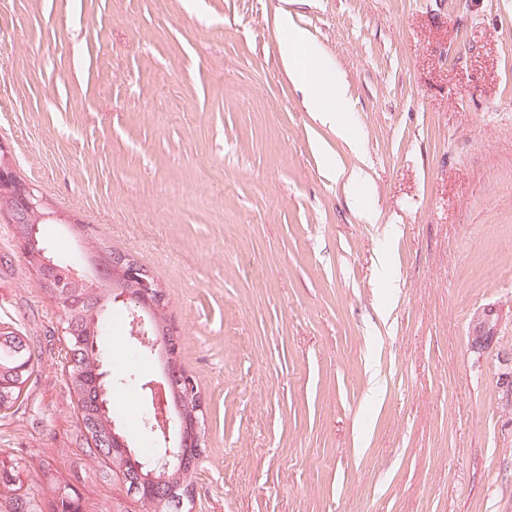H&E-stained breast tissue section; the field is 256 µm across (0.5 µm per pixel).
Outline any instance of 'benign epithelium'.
<instances>
[{
  "label": "benign epithelium",
  "instance_id": "benign-epithelium-1",
  "mask_svg": "<svg viewBox=\"0 0 512 512\" xmlns=\"http://www.w3.org/2000/svg\"><path fill=\"white\" fill-rule=\"evenodd\" d=\"M0 184L12 191L14 204L5 212L3 219L11 226L24 225L22 232L14 235L25 258L28 269L35 276L37 284L59 305L65 307L64 333L78 336V326L89 323L94 327L106 321V307L96 306L85 312V296L75 292L77 288H96L99 283L115 280L120 287L110 293L112 304L135 303L140 313L134 314L132 326L139 328L145 323V316L156 318L161 337L143 341L150 353L158 355L162 374L141 384L148 399V423L152 431L162 437L160 448L146 461L135 462L128 440L117 425L106 433L112 445L111 455L122 463L134 466L138 472V484L145 494L155 491L167 479L168 472L181 468L190 456L201 451L204 440V399L194 379L181 371L179 341L170 339L167 324L160 315L167 308V296L151 274L138 259L124 251L111 250L104 244L82 243L78 260L71 264H60L41 237L40 225L31 221L36 214L42 220L51 219L64 224L77 238L83 237L84 226L72 216L55 209L50 200L31 182L21 178L15 169L12 150L0 141ZM96 368L94 380L100 393H105L104 369L99 346L93 345Z\"/></svg>",
  "mask_w": 512,
  "mask_h": 512
}]
</instances>
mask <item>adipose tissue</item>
<instances>
[{"label":"adipose tissue","instance_id":"obj_1","mask_svg":"<svg viewBox=\"0 0 512 512\" xmlns=\"http://www.w3.org/2000/svg\"><path fill=\"white\" fill-rule=\"evenodd\" d=\"M282 48L284 61L303 93L305 105L323 122L338 124L337 111L328 106L336 96V79L310 65L321 52L319 45L312 42L304 31L286 25L282 28Z\"/></svg>","mask_w":512,"mask_h":512}]
</instances>
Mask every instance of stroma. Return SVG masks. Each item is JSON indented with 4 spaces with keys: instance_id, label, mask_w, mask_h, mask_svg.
<instances>
[{
    "instance_id": "stroma-1",
    "label": "stroma",
    "mask_w": 512,
    "mask_h": 512,
    "mask_svg": "<svg viewBox=\"0 0 512 512\" xmlns=\"http://www.w3.org/2000/svg\"><path fill=\"white\" fill-rule=\"evenodd\" d=\"M284 11L345 135L302 103ZM0 140L167 295L206 405L185 512H512V0H0ZM131 318L101 348L147 454ZM0 326L34 364L0 414L23 491L141 512L84 453L62 310L1 222Z\"/></svg>"
}]
</instances>
